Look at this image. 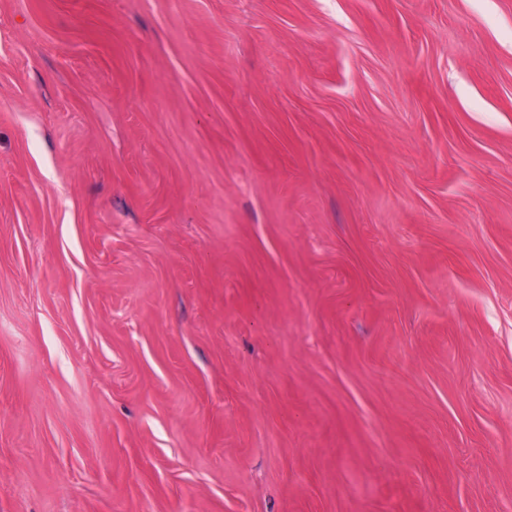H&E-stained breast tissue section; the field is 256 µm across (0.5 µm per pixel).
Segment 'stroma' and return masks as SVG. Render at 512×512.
<instances>
[{"instance_id": "1", "label": "stroma", "mask_w": 512, "mask_h": 512, "mask_svg": "<svg viewBox=\"0 0 512 512\" xmlns=\"http://www.w3.org/2000/svg\"><path fill=\"white\" fill-rule=\"evenodd\" d=\"M0 512H512V0H0Z\"/></svg>"}]
</instances>
